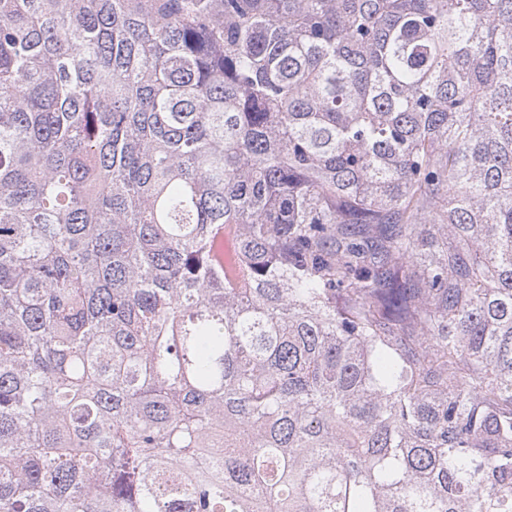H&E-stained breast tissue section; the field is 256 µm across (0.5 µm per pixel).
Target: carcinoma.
Masks as SVG:
<instances>
[{"label": "carcinoma", "instance_id": "obj_1", "mask_svg": "<svg viewBox=\"0 0 512 512\" xmlns=\"http://www.w3.org/2000/svg\"><path fill=\"white\" fill-rule=\"evenodd\" d=\"M0 512H512V0H0Z\"/></svg>", "mask_w": 512, "mask_h": 512}]
</instances>
